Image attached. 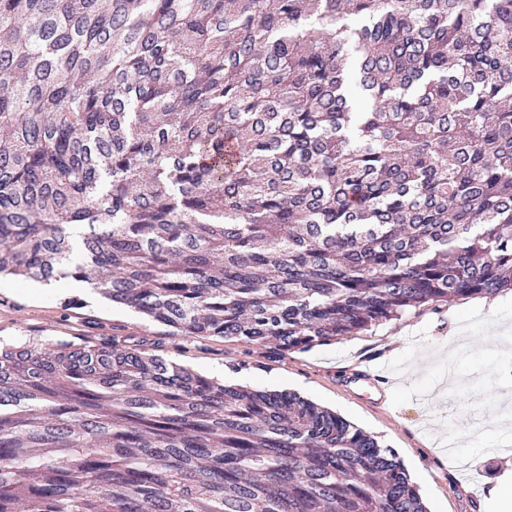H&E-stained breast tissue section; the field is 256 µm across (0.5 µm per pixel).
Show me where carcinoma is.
<instances>
[{
	"label": "carcinoma",
	"instance_id": "carcinoma-1",
	"mask_svg": "<svg viewBox=\"0 0 512 512\" xmlns=\"http://www.w3.org/2000/svg\"><path fill=\"white\" fill-rule=\"evenodd\" d=\"M0 132V276L183 336L288 353L512 291V0H0ZM146 505L427 512L295 392L0 346V512Z\"/></svg>",
	"mask_w": 512,
	"mask_h": 512
}]
</instances>
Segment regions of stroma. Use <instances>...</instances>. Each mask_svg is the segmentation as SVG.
<instances>
[{
  "label": "stroma",
  "instance_id": "obj_1",
  "mask_svg": "<svg viewBox=\"0 0 512 512\" xmlns=\"http://www.w3.org/2000/svg\"><path fill=\"white\" fill-rule=\"evenodd\" d=\"M27 279L0 278V342L57 343L99 333L146 340L149 353L207 376L224 372L247 388L280 389L327 407L391 449L430 512H484L499 478L512 471L502 433L475 436L489 415L512 416V296L455 299L402 313L370 330L304 352L272 343L189 338L99 294L63 307L59 293L29 298ZM467 336L464 351L438 354L449 327ZM384 362L383 380L354 381L359 365ZM454 442L453 453L443 446Z\"/></svg>",
  "mask_w": 512,
  "mask_h": 512
}]
</instances>
